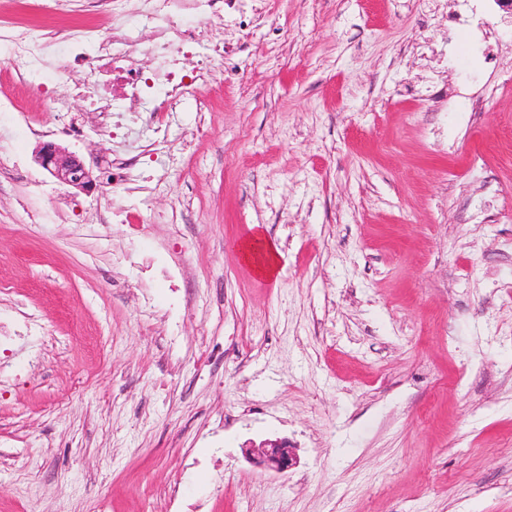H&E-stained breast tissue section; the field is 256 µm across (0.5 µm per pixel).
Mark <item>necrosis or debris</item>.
Returning a JSON list of instances; mask_svg holds the SVG:
<instances>
[{"instance_id":"necrosis-or-debris-1","label":"necrosis or debris","mask_w":512,"mask_h":512,"mask_svg":"<svg viewBox=\"0 0 512 512\" xmlns=\"http://www.w3.org/2000/svg\"><path fill=\"white\" fill-rule=\"evenodd\" d=\"M189 3L196 13L214 17L224 16V0H145L139 16L141 27L152 29L154 40L148 48L156 60L154 76H145L129 60L137 36L125 26L113 27L109 36H101L91 27L80 26L46 32L36 28L0 32V60L23 58L28 64L29 76L39 74L46 62H53L58 73H65L86 57L97 60L96 68L86 75V84L94 88L91 111L101 116L123 112L121 99L100 91V65H111L113 82L130 87L133 96L151 100L164 96L169 109L188 94L190 84L177 77L174 66L178 56L201 51L203 68L223 59V40L216 39L207 46H200L194 29L186 27L179 19L180 6Z\"/></svg>"}]
</instances>
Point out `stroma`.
Here are the masks:
<instances>
[{"instance_id": "1", "label": "stroma", "mask_w": 512, "mask_h": 512, "mask_svg": "<svg viewBox=\"0 0 512 512\" xmlns=\"http://www.w3.org/2000/svg\"><path fill=\"white\" fill-rule=\"evenodd\" d=\"M144 7L0 0V26ZM224 46L117 134L82 67L0 65V320L37 323L0 357V512H512V23L495 0H224ZM46 141L96 190L44 170ZM258 232L270 278L238 250ZM276 438L284 476L242 454ZM36 159L42 168L62 184L86 192L97 186L85 163L54 142H43L36 153Z\"/></svg>"}]
</instances>
